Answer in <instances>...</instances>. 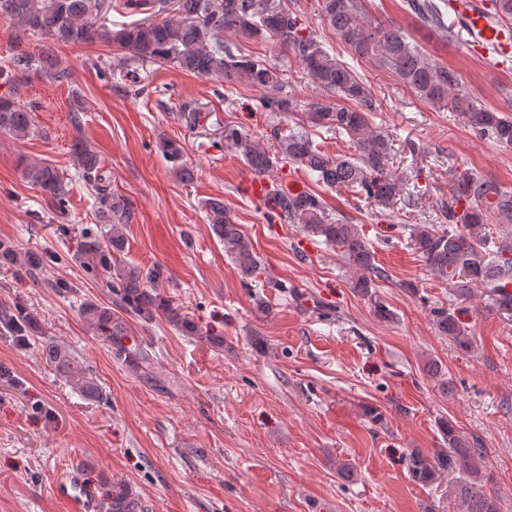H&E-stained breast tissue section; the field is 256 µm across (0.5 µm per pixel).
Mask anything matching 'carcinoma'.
Listing matches in <instances>:
<instances>
[{"mask_svg":"<svg viewBox=\"0 0 512 512\" xmlns=\"http://www.w3.org/2000/svg\"><path fill=\"white\" fill-rule=\"evenodd\" d=\"M318 6L336 38L355 55L377 57L423 103L457 112L476 135L503 147L512 146V117L457 92L456 72L433 63L399 28L375 22L367 0H318ZM406 6L421 23L442 28L446 37H454L434 0H406ZM112 10L120 16L143 14L145 18L114 31L99 17V0H0V20L13 27L15 38L8 63L0 70L8 85L0 95L1 135L23 140L33 130L30 113L17 99L20 86L36 77L72 84V69L52 54L51 43L112 42L124 50L114 67L132 79L144 65L169 64L201 77L220 79L227 88L246 82L266 91L257 103L262 112L284 117L299 112L300 103L288 93L283 69L224 44V34L228 33L241 43L270 40L281 46L319 93L308 109L307 125L296 122L271 129L278 146L275 153H269L237 126L224 125V142L238 150L258 176H267L287 162L297 165L316 184L347 190L360 200L388 203L402 192L400 179L388 168L392 143L372 129L377 106L371 90L352 67L331 54L332 46L302 27L295 11L275 0H115ZM164 12V19H152ZM34 34L46 43L30 46L28 36ZM312 128L347 136L354 153L328 155L312 140ZM158 148L180 179L190 178L181 141L162 136ZM74 151L100 218L112 229L104 241L97 233L82 232L72 258L101 281L123 312L144 320L161 316L186 336L224 345V336L197 324L159 291L167 279L163 266L142 268L121 260L126 241L119 226L132 222L134 204L112 192L111 173L96 152L82 143L74 144ZM24 176L57 211L67 209L71 188L57 168L31 162L24 168ZM269 187L275 201L267 207L269 217L295 224L304 236L340 249L356 269L355 292L368 299L377 316L391 318L390 310L374 291L376 281L388 279L389 274L377 264L374 248L360 225L333 216L315 193L286 191L274 182ZM441 211L443 223L411 228L410 242L427 271L446 283L448 295L455 299H468L480 290L488 293L497 309L512 311V240L501 236L497 228L512 224V191L465 171L448 185V200L441 201ZM206 218L214 234L224 241L242 279L253 277L259 270V257L249 236L231 218L224 200H208ZM61 261L56 252L26 256L28 270L33 273ZM80 314L110 342L116 356L136 370L148 365V355L141 348L124 343L127 330L123 316L93 302L84 303ZM432 316L438 335L460 348L471 346V337L449 309L437 307ZM34 329V319L21 303L10 312L0 313L1 339L22 345ZM43 353L80 392L89 398L100 397L97 385L69 352L48 343ZM423 374L437 382L442 394L453 395L455 384L436 360L424 364ZM438 430L443 447L432 457L418 449L410 451L407 465L412 477L427 484L446 474L455 479L454 491L465 512H500L498 499L485 488V474L478 466L486 449L448 419L439 420Z\"/></svg>","mask_w":512,"mask_h":512,"instance_id":"cac0c4a2","label":"carcinoma"}]
</instances>
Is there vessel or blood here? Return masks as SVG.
I'll return each mask as SVG.
<instances>
[{
    "mask_svg": "<svg viewBox=\"0 0 512 512\" xmlns=\"http://www.w3.org/2000/svg\"><path fill=\"white\" fill-rule=\"evenodd\" d=\"M448 6L466 22L471 50L499 63L512 61V28L496 23L476 0H448Z\"/></svg>",
    "mask_w": 512,
    "mask_h": 512,
    "instance_id": "obj_1",
    "label": "vessel or blood"
}]
</instances>
